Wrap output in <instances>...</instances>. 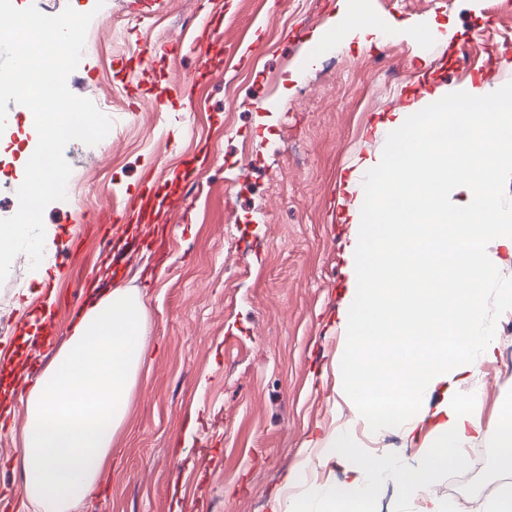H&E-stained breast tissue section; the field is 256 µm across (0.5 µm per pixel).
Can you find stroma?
<instances>
[{
    "label": "stroma",
    "mask_w": 512,
    "mask_h": 512,
    "mask_svg": "<svg viewBox=\"0 0 512 512\" xmlns=\"http://www.w3.org/2000/svg\"><path fill=\"white\" fill-rule=\"evenodd\" d=\"M17 0L45 14L94 12L72 93L112 121L89 146L70 142L66 200L45 210L38 268L12 266L0 300L18 314L0 341L35 369L25 342L45 299L57 342L94 284L139 291L147 310L144 362L106 469L79 512H268L284 476L341 478L307 442L350 417L336 392V332L350 179L375 180L366 159L387 153L395 113L439 90L482 83L512 91V0ZM354 14L370 42H337ZM431 25L442 41L407 36ZM208 41L200 57L193 38ZM0 133V215L18 209L27 117L8 103ZM196 158L193 178L181 179ZM152 208L113 223L135 198ZM62 271L54 290L43 283ZM512 263L485 285L495 358L478 363L473 417L512 409ZM22 416L0 423V483L21 485ZM368 452L411 459L423 441L356 427ZM482 465L436 471L429 489L460 512L485 487L512 488V469L480 441Z\"/></svg>",
    "instance_id": "35a3bbf8"
}]
</instances>
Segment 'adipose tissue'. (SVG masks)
Segmentation results:
<instances>
[{
  "instance_id": "1",
  "label": "adipose tissue",
  "mask_w": 512,
  "mask_h": 512,
  "mask_svg": "<svg viewBox=\"0 0 512 512\" xmlns=\"http://www.w3.org/2000/svg\"><path fill=\"white\" fill-rule=\"evenodd\" d=\"M423 102L438 117L400 113L392 151L370 163L395 178L366 183L363 206L352 214L336 388L352 417L317 441L320 464L341 465L345 480L317 483L291 469L293 493L274 499L271 512H376L387 473L401 496H420L419 512H446L424 488L475 439L512 467V411L481 427L466 388L477 357L497 350L482 332L483 286L503 257L512 258V211L496 194L498 183L512 182V140L501 136L512 129V93L472 85L463 101L437 91ZM447 126L471 135L448 146L433 136ZM456 190L465 200L452 207ZM452 273L462 284L453 295L444 287ZM422 282L432 290L420 291ZM146 333L137 289H94L23 395L17 461L36 512H77L94 493L137 385ZM359 423L373 431L395 426L407 437L426 430L427 449L410 466L367 453L354 432Z\"/></svg>"
}]
</instances>
